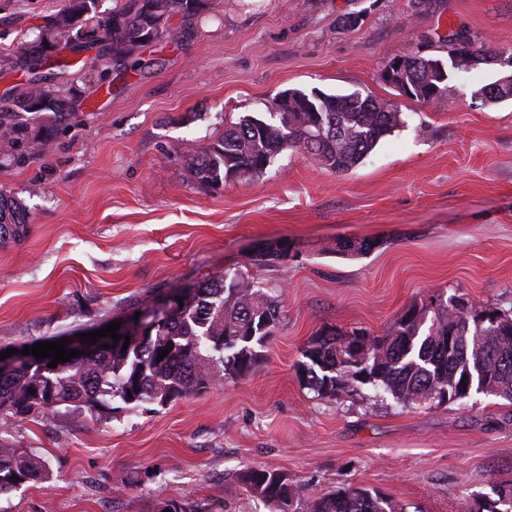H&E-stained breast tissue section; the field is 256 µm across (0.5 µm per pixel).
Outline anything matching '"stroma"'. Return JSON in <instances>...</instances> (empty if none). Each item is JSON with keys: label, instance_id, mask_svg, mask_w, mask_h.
I'll return each mask as SVG.
<instances>
[{"label": "stroma", "instance_id": "obj_1", "mask_svg": "<svg viewBox=\"0 0 512 512\" xmlns=\"http://www.w3.org/2000/svg\"><path fill=\"white\" fill-rule=\"evenodd\" d=\"M59 0H0V92L22 82L4 58ZM366 10L343 30L337 18ZM460 32L491 58L453 73L427 103L382 78L389 60L447 58ZM111 90L87 89L41 156L0 154V192L23 201L28 235L0 243V350L127 323L167 292L234 268L281 301L245 378L166 406L93 420L70 409L0 413L51 478L0 493V512H271L239 475L275 468L308 496L363 487L406 512H467L512 481V402L409 408L363 385L318 398L297 374L321 330L387 332L434 294L512 308V100L481 86L512 73V0H221L188 33L141 49ZM358 92L406 121L350 172L285 151L263 175L200 185L187 152L280 92ZM370 239L349 259L338 240ZM288 244L286 259L255 253Z\"/></svg>", "mask_w": 512, "mask_h": 512}]
</instances>
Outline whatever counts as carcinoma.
Returning <instances> with one entry per match:
<instances>
[{
    "mask_svg": "<svg viewBox=\"0 0 512 512\" xmlns=\"http://www.w3.org/2000/svg\"><path fill=\"white\" fill-rule=\"evenodd\" d=\"M195 0H116L112 13L100 16L96 0H62L50 16L46 31L73 50V39L83 28L99 37L92 56L50 61L35 52L42 35L26 41L28 48L14 50L9 57L12 70L27 75L25 82L7 89L0 97V154L21 146L30 156L43 152L56 122L79 111L71 96L56 88V79L78 67L81 81L112 91V64H140L125 51L142 37L145 29L157 38L172 35L169 21L176 15L187 21L201 14ZM471 47L470 61L486 54L471 39L458 32L448 35V54L456 52L453 40ZM425 57L403 58L402 69L410 80H421L413 98L426 103L446 89L451 72L458 69L453 59L445 71L429 72ZM474 98L498 103L512 99V85L498 88L491 83L474 92ZM405 124L394 105L358 92L327 95L314 91H292L288 102L274 98L269 116L244 115L224 129L216 142L188 152L189 167L203 186L217 187L230 181H248L265 172L274 158L286 150H300L323 168L345 173L356 168L378 142ZM30 217L24 204L0 194V241L17 239ZM370 240H342L336 253L356 257L372 250ZM182 299L173 312L144 331L134 325L129 347L112 342L90 353L74 365L48 367L50 359L31 354L27 361L4 378L0 377V411L24 414L43 407L40 398L50 391L54 407L64 406L100 416L115 410L112 402L135 409L144 404L166 406L192 393L221 382L246 377L255 368L257 348L268 343L278 319L279 302L257 286L250 277L224 270L194 288L175 293ZM501 317L477 322L486 311ZM369 357H356L351 346L356 331L323 330L302 350L299 364L303 387L320 398H332L358 385H372L405 407H433L446 390L448 402L465 406L468 399L453 397L457 384L475 374L483 364L497 388V396L512 402V309L503 310L462 297H430V305L412 307L401 313L386 334L361 333ZM170 352L158 359V351ZM45 461L32 452L15 448L8 431L0 429V493L45 476ZM246 490L277 512H405L396 511L367 489L347 487L302 500L301 489L288 482L286 473L262 468L244 472Z\"/></svg>",
    "mask_w": 512,
    "mask_h": 512,
    "instance_id": "cac0c4a2",
    "label": "carcinoma"
}]
</instances>
